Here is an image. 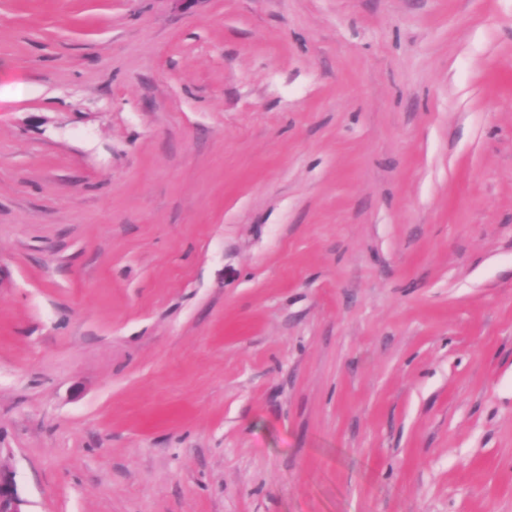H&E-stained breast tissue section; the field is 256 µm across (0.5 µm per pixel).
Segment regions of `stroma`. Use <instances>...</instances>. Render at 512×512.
I'll use <instances>...</instances> for the list:
<instances>
[{
    "instance_id": "1",
    "label": "stroma",
    "mask_w": 512,
    "mask_h": 512,
    "mask_svg": "<svg viewBox=\"0 0 512 512\" xmlns=\"http://www.w3.org/2000/svg\"><path fill=\"white\" fill-rule=\"evenodd\" d=\"M0 469L512 512V0H0Z\"/></svg>"
}]
</instances>
